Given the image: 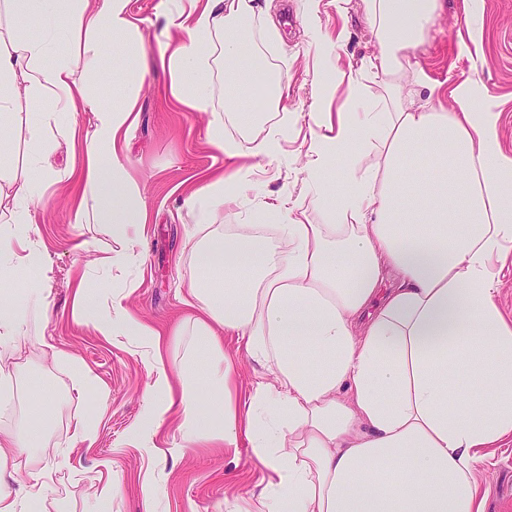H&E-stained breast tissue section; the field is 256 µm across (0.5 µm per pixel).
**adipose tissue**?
I'll list each match as a JSON object with an SVG mask.
<instances>
[{
	"label": "adipose tissue",
	"instance_id": "adipose-tissue-1",
	"mask_svg": "<svg viewBox=\"0 0 512 512\" xmlns=\"http://www.w3.org/2000/svg\"><path fill=\"white\" fill-rule=\"evenodd\" d=\"M362 3L379 45L369 68L384 93L367 100L361 78L332 58L336 42L323 40L307 148L310 204L322 223H307L282 199L260 203V223L221 224L257 194L254 161L280 153L288 126L262 129L255 112L214 113L207 143L234 168L203 173L184 200L196 220L190 253L205 273L179 291L191 316L160 332L125 309L123 294L104 305L82 287L73 314L101 336L146 349L143 442L172 423L187 447L248 437L271 476L245 512H481L477 473L512 439V316L497 303L512 268V149L503 145L500 103L483 83L442 86L413 59L439 0ZM166 13L167 41L154 57L130 0H0V134L13 129L19 96L36 104L25 117L30 152L0 170L2 382L17 372L10 359L29 316L49 310L46 258L33 236L47 188L64 178L50 153L78 148L75 221L107 225L122 244L100 258L102 268L138 264L148 233L124 156L135 100L101 105L74 80L72 57L91 61L113 44L123 50L113 80L134 86L163 72L178 102L205 112L218 45L226 86L264 90L266 73L241 40L255 0H168ZM24 25L37 37L16 38ZM423 90L425 104L411 107ZM339 93L344 109L335 113ZM83 112L94 118L89 136L79 128ZM228 120L241 138L225 136ZM21 269L36 276L17 287ZM387 279L392 286L381 291ZM228 336L266 374L243 412L232 399ZM201 346L202 369L194 361ZM178 349L186 355L175 386ZM55 408V391L35 384L24 431L0 425V478L18 458L28 463L19 490H0V512L56 506L53 475L70 457L44 460Z\"/></svg>",
	"mask_w": 512,
	"mask_h": 512
}]
</instances>
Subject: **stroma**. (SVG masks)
Wrapping results in <instances>:
<instances>
[{
  "label": "stroma",
  "mask_w": 512,
  "mask_h": 512,
  "mask_svg": "<svg viewBox=\"0 0 512 512\" xmlns=\"http://www.w3.org/2000/svg\"><path fill=\"white\" fill-rule=\"evenodd\" d=\"M160 0H131V12L139 19L144 47L157 53L166 32ZM484 37L478 46V68L457 60V43L467 32L461 23L463 0H442L431 37L416 55L430 79L447 82L473 78L482 81L496 96L504 112V142L512 148V0H484ZM304 0H264L263 14L247 30L246 53L262 58L274 72L290 80L287 95L266 111L269 121L288 120V139L279 158L262 162L258 185L273 199L288 195L297 212L311 223L321 221L310 207L306 182L309 129L306 115L316 97L313 72L318 66L317 37L304 19ZM323 32L339 38V65L361 74L369 98L382 88L365 71L376 53L377 43L362 9L361 0H350L337 11L334 0H320ZM213 89L212 112L227 107L245 111L252 101L236 98L224 84L220 51L210 59ZM114 65L112 50H104L93 66L74 60L77 82L88 86L95 98L121 101L124 92L107 74ZM163 76L155 74L136 87L138 119L129 135L126 156L136 169L141 198L149 214L150 233L142 247L141 265L113 270V281L124 282L125 307L144 323L168 329L183 316L176 291L193 272L187 259V237L195 223L184 199L199 186L198 176L209 168L225 166L223 157L206 142L212 112H192L162 90ZM69 182L54 185L49 200L39 212L37 242L50 257L49 320L32 325L17 342L19 375L7 400H0V420L19 425L30 382L44 380L60 388L64 399L61 416L47 437L46 459L63 450L71 452V466L54 476L66 512H94L101 501V473L112 472L122 484V493L112 500V512H143L142 479L154 471L155 512H229L232 504L259 493L267 472L255 458L246 436L229 448H180L176 427L156 435L144 445L135 431L145 418V393L150 382L148 365L134 343L110 342L80 323L73 315L74 291L78 285L98 287L101 271L95 253L77 252L82 240L99 247L113 241L103 225L75 223L69 205ZM43 336L46 349L35 338ZM63 350L70 362L82 364L110 393L100 402L97 390L73 387L70 362L54 358ZM88 421L97 429L93 442H74L77 422ZM483 512H512V445L498 449L493 466L480 473Z\"/></svg>",
  "instance_id": "1"
}]
</instances>
